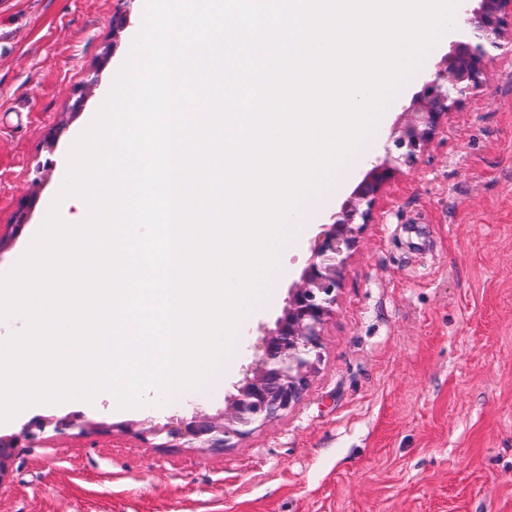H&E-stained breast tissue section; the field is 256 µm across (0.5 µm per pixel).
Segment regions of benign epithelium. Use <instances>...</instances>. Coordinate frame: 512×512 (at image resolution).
<instances>
[{
  "label": "benign epithelium",
  "instance_id": "obj_1",
  "mask_svg": "<svg viewBox=\"0 0 512 512\" xmlns=\"http://www.w3.org/2000/svg\"><path fill=\"white\" fill-rule=\"evenodd\" d=\"M452 26L460 27L457 38L393 123L384 155L368 163L340 209L310 242L306 265L288 290L282 315L273 327L264 329L237 393L225 399L224 409L215 415L197 413L163 425L144 422L137 436L146 440L165 433L192 448L218 450L301 399L319 357L322 327L334 312L347 253L355 246L359 230L371 221L382 187L395 176L413 171L443 134L449 112L483 86L492 62L488 48L512 46V0H460ZM48 427L59 434L76 427L85 433L96 423L74 414L36 417L17 432L0 434V486L18 449L34 447Z\"/></svg>",
  "mask_w": 512,
  "mask_h": 512
}]
</instances>
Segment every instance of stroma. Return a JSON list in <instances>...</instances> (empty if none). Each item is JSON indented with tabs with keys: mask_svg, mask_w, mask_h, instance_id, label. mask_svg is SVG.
<instances>
[{
	"mask_svg": "<svg viewBox=\"0 0 512 512\" xmlns=\"http://www.w3.org/2000/svg\"><path fill=\"white\" fill-rule=\"evenodd\" d=\"M120 0H0V273L24 253L129 53ZM392 93L368 137L381 155L398 115L455 38ZM81 111H73L76 98ZM363 166L310 216L274 298L242 325L210 391L168 416L98 405L107 432L21 449L0 512H512V52L448 117L417 168L386 185L348 261L310 386L293 408L221 452L146 445L128 424L215 414L280 316L309 241Z\"/></svg>",
	"mask_w": 512,
	"mask_h": 512,
	"instance_id": "stroma-1",
	"label": "stroma"
}]
</instances>
